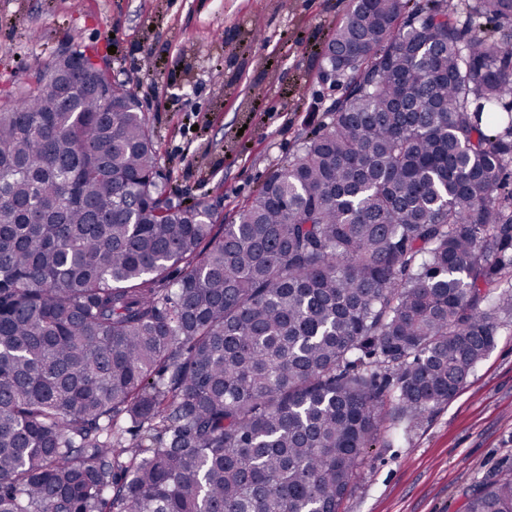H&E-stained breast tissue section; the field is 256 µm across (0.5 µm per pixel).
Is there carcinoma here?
Returning a JSON list of instances; mask_svg holds the SVG:
<instances>
[{
    "label": "carcinoma",
    "instance_id": "cac0c4a2",
    "mask_svg": "<svg viewBox=\"0 0 512 512\" xmlns=\"http://www.w3.org/2000/svg\"><path fill=\"white\" fill-rule=\"evenodd\" d=\"M329 45L331 121L231 224L168 205L88 49L0 96V512H339L385 407L494 346L512 0H350ZM465 512H512V473Z\"/></svg>",
    "mask_w": 512,
    "mask_h": 512
}]
</instances>
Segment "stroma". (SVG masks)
<instances>
[{
	"label": "stroma",
	"instance_id": "stroma-1",
	"mask_svg": "<svg viewBox=\"0 0 512 512\" xmlns=\"http://www.w3.org/2000/svg\"><path fill=\"white\" fill-rule=\"evenodd\" d=\"M349 0H0V95L66 45L98 50L154 134L173 202L224 221L332 118L323 50ZM512 456V314L463 388L418 425L387 417L340 512H463Z\"/></svg>",
	"mask_w": 512,
	"mask_h": 512
}]
</instances>
